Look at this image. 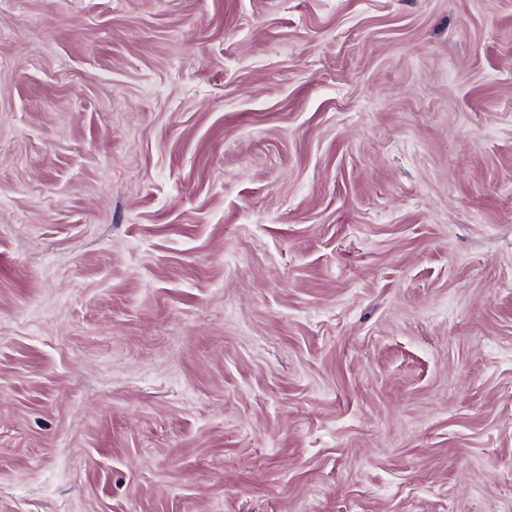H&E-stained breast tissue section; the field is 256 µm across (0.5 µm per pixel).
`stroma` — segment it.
<instances>
[{
    "mask_svg": "<svg viewBox=\"0 0 512 512\" xmlns=\"http://www.w3.org/2000/svg\"><path fill=\"white\" fill-rule=\"evenodd\" d=\"M0 512H512V0H0Z\"/></svg>",
    "mask_w": 512,
    "mask_h": 512,
    "instance_id": "35a3bbf8",
    "label": "stroma"
}]
</instances>
